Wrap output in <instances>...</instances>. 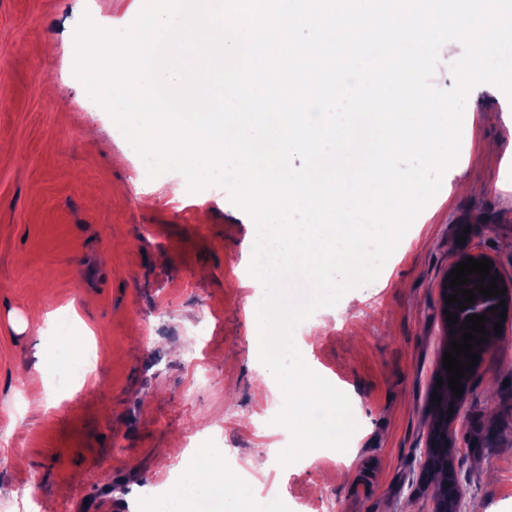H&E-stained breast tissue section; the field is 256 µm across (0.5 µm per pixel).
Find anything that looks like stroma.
Instances as JSON below:
<instances>
[{"label": "stroma", "mask_w": 512, "mask_h": 512, "mask_svg": "<svg viewBox=\"0 0 512 512\" xmlns=\"http://www.w3.org/2000/svg\"><path fill=\"white\" fill-rule=\"evenodd\" d=\"M128 28L134 0H0V500L36 489L42 512H153L215 497L196 448L224 430L240 466L291 440L283 398L258 373L241 285L253 220L230 192H192L177 172L149 177L110 114L75 76L83 15ZM512 99L468 96L448 197L419 213L378 277L302 321L294 341L346 394L358 429L342 454L322 447L266 472L269 495L241 482L256 512H435L420 453L433 421L443 348L438 284L465 251L512 281V127L489 123ZM40 331L21 329L31 311ZM197 342L199 363L185 360ZM97 350L82 391L58 380ZM451 439L466 503L512 512V317L485 350Z\"/></svg>", "instance_id": "stroma-1"}]
</instances>
